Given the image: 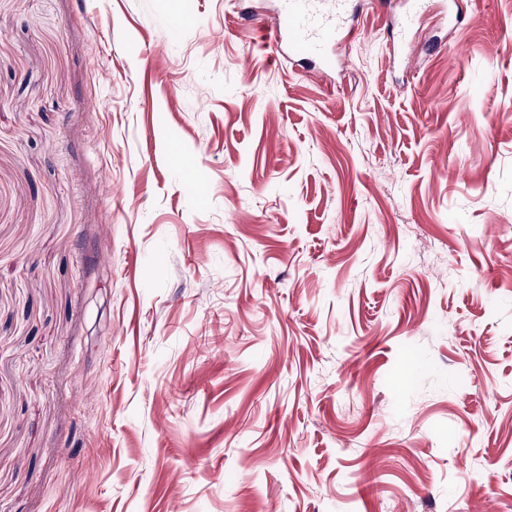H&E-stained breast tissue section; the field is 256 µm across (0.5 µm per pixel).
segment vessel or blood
Returning <instances> with one entry per match:
<instances>
[{"instance_id":"vessel-or-blood-1","label":"vessel or blood","mask_w":512,"mask_h":512,"mask_svg":"<svg viewBox=\"0 0 512 512\" xmlns=\"http://www.w3.org/2000/svg\"><path fill=\"white\" fill-rule=\"evenodd\" d=\"M352 0H282L281 18L270 26L275 48L308 58L321 56L332 44L353 39Z\"/></svg>"}]
</instances>
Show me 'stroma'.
I'll use <instances>...</instances> for the list:
<instances>
[{
  "mask_svg": "<svg viewBox=\"0 0 512 512\" xmlns=\"http://www.w3.org/2000/svg\"><path fill=\"white\" fill-rule=\"evenodd\" d=\"M0 0V512H512V0ZM352 0H282L281 18L275 25L262 24L281 55L283 45L292 54L321 56L324 49L353 39L355 11Z\"/></svg>",
  "mask_w": 512,
  "mask_h": 512,
  "instance_id": "35a3bbf8",
  "label": "stroma"
}]
</instances>
